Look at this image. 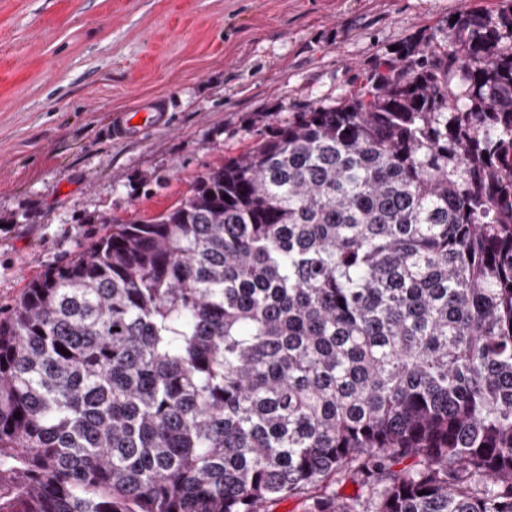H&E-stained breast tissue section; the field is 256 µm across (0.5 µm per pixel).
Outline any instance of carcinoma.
<instances>
[{
  "instance_id": "obj_1",
  "label": "carcinoma",
  "mask_w": 512,
  "mask_h": 512,
  "mask_svg": "<svg viewBox=\"0 0 512 512\" xmlns=\"http://www.w3.org/2000/svg\"><path fill=\"white\" fill-rule=\"evenodd\" d=\"M101 223L0 319V512H512V10Z\"/></svg>"
}]
</instances>
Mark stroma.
I'll return each instance as SVG.
<instances>
[{
    "instance_id": "obj_1",
    "label": "stroma",
    "mask_w": 512,
    "mask_h": 512,
    "mask_svg": "<svg viewBox=\"0 0 512 512\" xmlns=\"http://www.w3.org/2000/svg\"><path fill=\"white\" fill-rule=\"evenodd\" d=\"M512 0H0V317L102 217L175 204L297 112L349 98L392 47ZM146 99L168 119L131 138ZM166 109V105L156 100L145 101L136 112H121L117 115L114 132L119 135L139 133L145 126L158 123ZM139 116L143 118L140 123H134V119Z\"/></svg>"
}]
</instances>
